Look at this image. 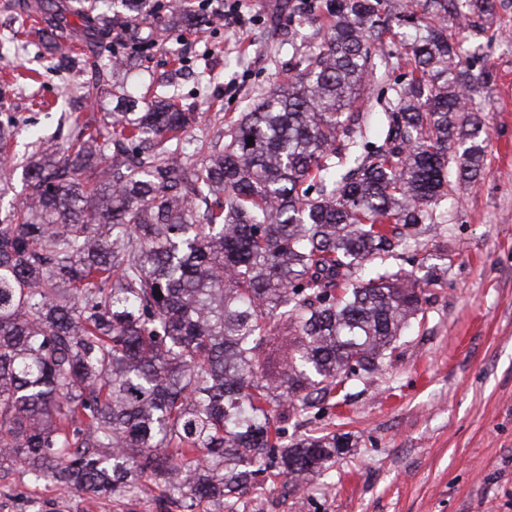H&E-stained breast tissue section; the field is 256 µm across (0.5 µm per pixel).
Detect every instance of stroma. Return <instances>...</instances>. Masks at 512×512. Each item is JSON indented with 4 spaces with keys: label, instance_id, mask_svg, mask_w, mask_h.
I'll return each mask as SVG.
<instances>
[{
    "label": "stroma",
    "instance_id": "35a3bbf8",
    "mask_svg": "<svg viewBox=\"0 0 512 512\" xmlns=\"http://www.w3.org/2000/svg\"><path fill=\"white\" fill-rule=\"evenodd\" d=\"M212 22L200 34L168 23L163 41L140 48L146 25L112 20V56L132 65L105 88L146 92L180 60L173 86L197 113L192 138L211 140L271 87L286 83L288 62L320 48L330 21L313 15L289 23L285 0H191ZM483 36L471 40L474 71L492 75L474 109L488 133L483 178L457 183L437 206L438 227L408 256L441 270L426 287L422 320L400 337L390 364L351 378L346 399L322 409L293 410L289 440L348 434L352 446L300 486L272 474L257 477L223 502L186 506L170 479L151 475L154 492L91 496L52 482H32L19 468L0 474V512H512V0H494ZM49 35L26 48L0 49V122L18 130L0 170V207L23 201L22 165L36 150L37 128L66 148L91 113L74 86L88 70L55 73ZM220 100L221 109L210 106Z\"/></svg>",
    "mask_w": 512,
    "mask_h": 512
}]
</instances>
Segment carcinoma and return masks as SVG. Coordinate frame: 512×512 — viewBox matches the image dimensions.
<instances>
[{
  "mask_svg": "<svg viewBox=\"0 0 512 512\" xmlns=\"http://www.w3.org/2000/svg\"><path fill=\"white\" fill-rule=\"evenodd\" d=\"M397 3L321 0L325 45L228 123L220 147L187 152L194 113L163 92L140 112L130 93L76 125L66 156L47 146L26 161V199L0 215V471L94 495L145 494L159 472L210 501L276 453L295 481L349 447L336 435L289 444L278 421L393 354L439 275L380 261L484 168L485 132L461 104L474 80L456 58L493 0ZM119 7L157 17L155 0H74L92 41L52 63L91 68L80 93L93 103L122 70L106 55ZM170 13L209 24L187 0ZM30 19L70 39L55 0H38L9 42L26 43ZM385 41L407 68L371 132L353 107L372 94Z\"/></svg>",
  "mask_w": 512,
  "mask_h": 512,
  "instance_id": "carcinoma-1",
  "label": "carcinoma"
}]
</instances>
